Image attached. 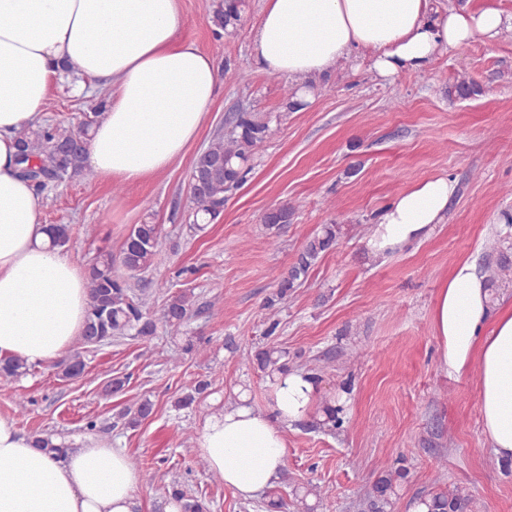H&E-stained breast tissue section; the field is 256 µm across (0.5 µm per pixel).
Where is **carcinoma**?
I'll return each instance as SVG.
<instances>
[{
	"mask_svg": "<svg viewBox=\"0 0 512 512\" xmlns=\"http://www.w3.org/2000/svg\"><path fill=\"white\" fill-rule=\"evenodd\" d=\"M243 0H225L210 17L212 25L221 30L237 28L241 20ZM481 93V87L473 80L463 78L448 86V98L468 99ZM98 113L83 116L71 128L45 124L35 131L23 129L18 133L20 164L23 174L42 191L51 182L61 181L73 175L88 180L93 174L85 169L84 160L89 145V134ZM272 135L269 121L256 112H234L224 121V133L216 135L196 156L191 168V210L193 222L190 227L200 230L202 224L217 219L224 211L227 194L238 189L248 174V163L257 150ZM292 212L287 206L263 216V223L270 228L291 221ZM52 246L64 248L70 242V231L66 224H53L49 228ZM340 228L326 224L315 236L308 239L288 271L281 277L276 294L268 304L282 300L295 291L308 277L311 267L320 254L336 246ZM163 229L160 224H136L130 230L119 257L110 251H102L88 269L87 288L90 295L85 322L78 336L84 346H102L112 343V338L124 335L150 338L162 326L173 335L184 334L185 324L192 316L195 306L194 294L189 289L173 293L166 301L161 316L157 319L145 309L144 303L133 293L129 285L113 275L112 267L120 263L132 274H141L155 269V260L162 243ZM492 282L512 281V261L502 257L490 274ZM279 326L276 319L270 321L266 331L268 342L242 359V364L252 366L274 381L278 374L288 372L287 352L272 337ZM64 378L73 379L85 371V363L78 357L57 365ZM29 365L17 357L0 360V376L17 378L27 374ZM210 386L207 379H198L178 399L176 407L189 409L196 399ZM153 404L145 399L128 408L127 426L137 427L148 418ZM404 469L390 465L378 478L372 492L359 504L361 512H390L398 479L404 477ZM146 484L164 492L165 500L176 501L181 512H207L206 504L187 495L180 485L168 483L165 474L158 469H147L143 473ZM435 482L446 488L421 499L432 512H471L472 499L466 489L459 485L446 484V473L439 469ZM315 503H308V498ZM323 491L319 486H306L294 490V500L299 512H315L321 502Z\"/></svg>",
	"mask_w": 512,
	"mask_h": 512,
	"instance_id": "carcinoma-1",
	"label": "carcinoma"
}]
</instances>
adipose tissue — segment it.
<instances>
[{
	"mask_svg": "<svg viewBox=\"0 0 512 512\" xmlns=\"http://www.w3.org/2000/svg\"><path fill=\"white\" fill-rule=\"evenodd\" d=\"M179 0H0V358L30 364L60 358L79 336L90 299L86 277L51 247L43 199L21 174L16 134L37 128L52 82L82 94L112 85L92 130L86 162L102 181L138 183L163 174L198 134L220 89L214 59L178 41ZM512 33V13L494 5L444 8L438 0H263L251 41L256 67L297 86L343 60L370 58L376 76L424 72L442 51ZM456 186L440 176L402 192L370 225L374 259L431 236ZM492 285L475 262L451 270L431 327L439 366L474 369L483 433L512 461V313L493 312ZM264 412L246 403L206 420L199 446L210 470L243 499L281 478L284 429L316 401V382L293 370L272 386ZM138 475L123 449L97 441L66 455L36 448L0 417V512H136Z\"/></svg>",
	"mask_w": 512,
	"mask_h": 512,
	"instance_id": "ef3b65f1",
	"label": "adipose tissue"
}]
</instances>
